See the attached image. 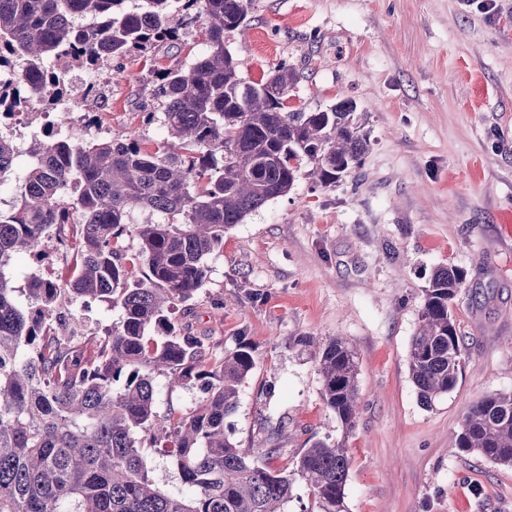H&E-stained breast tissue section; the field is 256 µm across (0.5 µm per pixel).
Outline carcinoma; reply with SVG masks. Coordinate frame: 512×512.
Masks as SVG:
<instances>
[{"label": "carcinoma", "instance_id": "1", "mask_svg": "<svg viewBox=\"0 0 512 512\" xmlns=\"http://www.w3.org/2000/svg\"><path fill=\"white\" fill-rule=\"evenodd\" d=\"M251 0H0V65L22 66L18 88L0 87V109L69 113L38 101L26 85L56 84L48 58L97 70L175 38L172 14L191 10L206 49L187 67L160 72V122L174 143L154 149L136 140H32L40 162L20 180L13 204L0 207V512H286L295 478L317 512H346L349 458L343 440L314 441L293 471L259 464L271 448L240 450L227 422L255 367L242 339L214 355L209 338L171 322L176 303L195 299L210 255L224 234L309 175L330 187L360 167L368 149L364 113L351 99L313 111L287 110L296 77L278 69L246 81L224 35L247 22ZM101 25L82 31L75 20ZM12 139L0 133V183L15 166ZM80 194L68 195L70 185ZM70 225L76 256L70 277L32 275L13 285L21 254L44 255L45 243ZM140 242L128 255L124 236ZM142 270L132 279L134 269ZM459 269L435 268L419 310L408 370L422 404L454 390L462 342L452 303ZM119 308L101 336L72 329L71 305ZM322 397L343 432L360 414L354 348L332 338L318 350ZM199 389L187 415L159 418L157 382ZM176 448L184 489L154 480L143 454L160 436ZM456 447L512 467V391L485 396L462 419Z\"/></svg>", "mask_w": 512, "mask_h": 512}]
</instances>
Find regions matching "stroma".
I'll return each mask as SVG.
<instances>
[{"mask_svg": "<svg viewBox=\"0 0 512 512\" xmlns=\"http://www.w3.org/2000/svg\"><path fill=\"white\" fill-rule=\"evenodd\" d=\"M178 39L101 70L103 103L81 137L155 148L162 112L155 75L206 43L187 16ZM226 44L246 80L297 74L289 109L342 98L365 112L369 148L336 185L300 173L224 236L192 314L173 318L215 352L246 338L256 365L229 422L240 448H273L293 467L311 441L344 439L347 512H512V468L455 446L468 409L512 391V0H253ZM70 256L18 262L29 274H70ZM439 266L463 270L453 303L464 341L453 392L421 404L407 356L423 290ZM347 339L359 364L360 417L342 433L326 408L315 354Z\"/></svg>", "mask_w": 512, "mask_h": 512, "instance_id": "obj_1", "label": "stroma"}]
</instances>
